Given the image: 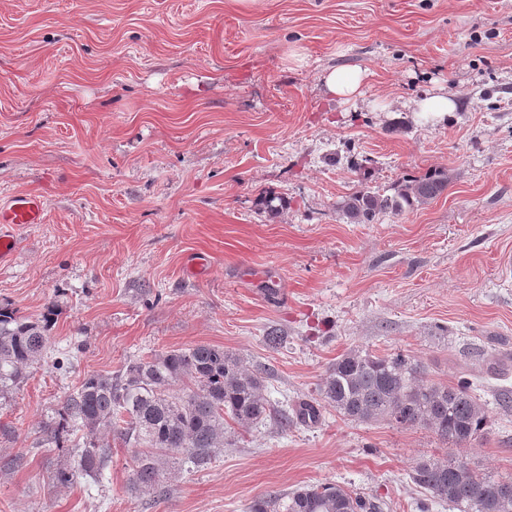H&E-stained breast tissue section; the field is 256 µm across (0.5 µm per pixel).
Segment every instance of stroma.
Wrapping results in <instances>:
<instances>
[{"label":"stroma","instance_id":"1","mask_svg":"<svg viewBox=\"0 0 512 512\" xmlns=\"http://www.w3.org/2000/svg\"><path fill=\"white\" fill-rule=\"evenodd\" d=\"M333 67L366 70L360 97L326 95ZM438 91L459 102L445 124L413 110ZM435 167L449 185L427 204L339 209ZM19 193L45 214L17 228L0 303L57 316L51 357L0 394V512H251L328 482L455 512L411 482L418 459L512 477V0H0V202ZM203 342L267 369L291 413L343 353L400 351L428 381L467 377L487 430L456 447L321 404L285 432L226 421L216 460L158 493H131L110 431L103 483L53 484L69 455L42 425L87 374Z\"/></svg>","mask_w":512,"mask_h":512}]
</instances>
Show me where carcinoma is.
Listing matches in <instances>:
<instances>
[{
    "label": "carcinoma",
    "mask_w": 512,
    "mask_h": 512,
    "mask_svg": "<svg viewBox=\"0 0 512 512\" xmlns=\"http://www.w3.org/2000/svg\"><path fill=\"white\" fill-rule=\"evenodd\" d=\"M447 188L448 171L434 168L399 182L391 195L359 189L343 201L341 211L353 224H368L380 211L412 209ZM54 316L50 306L33 319L0 304V393L19 387L28 370L48 355ZM264 388V371H250L237 354L202 343L130 360L113 374L91 373L44 423L43 443L72 453L71 463L56 469L52 480L68 486L80 477L102 479L110 468L112 449L99 445L94 435L109 429L137 453L132 489L139 494L154 492L165 465L176 456L182 454L199 467L224 450L226 419L241 426L263 422L270 414ZM319 393L345 420L423 426L452 445L477 439L488 424L487 410L470 393V382L456 387L430 382L423 367L402 352L343 354L328 367ZM410 479L458 512H512V498L499 494L505 479L478 474L460 461L419 460ZM369 508L362 496L324 483L259 500L252 512Z\"/></svg>",
    "instance_id": "obj_1"
}]
</instances>
